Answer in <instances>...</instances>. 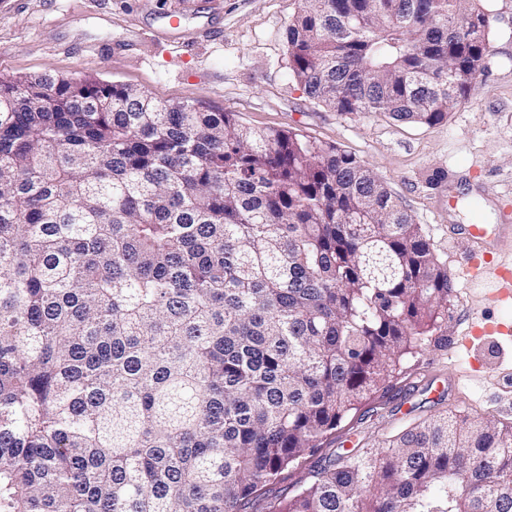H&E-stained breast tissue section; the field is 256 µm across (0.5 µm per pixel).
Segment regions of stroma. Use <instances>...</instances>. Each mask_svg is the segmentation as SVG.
Segmentation results:
<instances>
[{
    "mask_svg": "<svg viewBox=\"0 0 512 512\" xmlns=\"http://www.w3.org/2000/svg\"><path fill=\"white\" fill-rule=\"evenodd\" d=\"M488 6L485 72L470 101L431 127L345 117L309 98L289 76L285 31L297 0H0V74L91 75L337 145L377 172L453 269L470 245L448 240L445 225L471 223L473 203L485 224L512 214V0ZM451 284L447 340L409 358L289 483L319 458L450 410L512 425V336L464 342L471 318L512 327V301L456 275Z\"/></svg>",
    "mask_w": 512,
    "mask_h": 512,
    "instance_id": "obj_1",
    "label": "stroma"
}]
</instances>
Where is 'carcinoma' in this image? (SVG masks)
I'll return each instance as SVG.
<instances>
[{"instance_id":"carcinoma-1","label":"carcinoma","mask_w":512,"mask_h":512,"mask_svg":"<svg viewBox=\"0 0 512 512\" xmlns=\"http://www.w3.org/2000/svg\"><path fill=\"white\" fill-rule=\"evenodd\" d=\"M483 0H298L290 75L434 126ZM448 267L340 147L50 73L0 76V512H246L407 355ZM268 512H512V426L453 413L332 455Z\"/></svg>"}]
</instances>
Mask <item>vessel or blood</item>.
<instances>
[{
	"label": "vessel or blood",
	"mask_w": 512,
	"mask_h": 512,
	"mask_svg": "<svg viewBox=\"0 0 512 512\" xmlns=\"http://www.w3.org/2000/svg\"><path fill=\"white\" fill-rule=\"evenodd\" d=\"M456 231L470 243V251L459 265L460 274L477 281L492 280L498 300L512 299V266L504 264L494 268L490 265L497 250L512 247V225L498 224L490 229L475 221L457 225Z\"/></svg>",
	"instance_id": "1"
}]
</instances>
